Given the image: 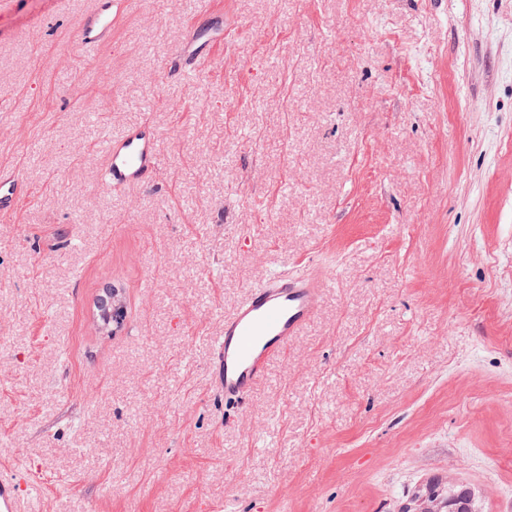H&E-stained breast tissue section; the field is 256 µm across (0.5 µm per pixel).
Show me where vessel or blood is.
I'll use <instances>...</instances> for the list:
<instances>
[{
	"label": "vessel or blood",
	"mask_w": 512,
	"mask_h": 512,
	"mask_svg": "<svg viewBox=\"0 0 512 512\" xmlns=\"http://www.w3.org/2000/svg\"><path fill=\"white\" fill-rule=\"evenodd\" d=\"M112 32V10L107 0H96L83 18L78 43L86 54H94ZM224 41V28L215 24L198 30L178 49L180 59L197 58ZM108 160L105 185L132 188L147 183L160 168L154 132L143 124L127 129L106 147ZM27 190L17 169L0 168V218L18 210ZM328 286L318 264L300 274L275 270L252 287L245 299L226 315L217 339L210 370L225 403L244 400L261 380L270 359L288 344L317 313ZM34 482L21 471L0 469V512H33Z\"/></svg>",
	"instance_id": "vessel-or-blood-1"
}]
</instances>
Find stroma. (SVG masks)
Listing matches in <instances>:
<instances>
[{"instance_id":"obj_1","label":"stroma","mask_w":512,"mask_h":512,"mask_svg":"<svg viewBox=\"0 0 512 512\" xmlns=\"http://www.w3.org/2000/svg\"><path fill=\"white\" fill-rule=\"evenodd\" d=\"M92 6L0 0V468L42 512H512V0H130L87 56ZM140 123L158 173L102 186ZM311 262L318 315L226 408L225 314ZM224 43V26L221 24L211 25L207 28L197 30L193 37L183 42L178 49V57L181 60L199 58L205 52L211 51L215 45ZM27 193L20 172L10 167L0 168V218L11 217ZM427 502L441 510L456 508L455 512H477V500L471 487L464 484L448 482V488L441 483L430 487Z\"/></svg>"}]
</instances>
